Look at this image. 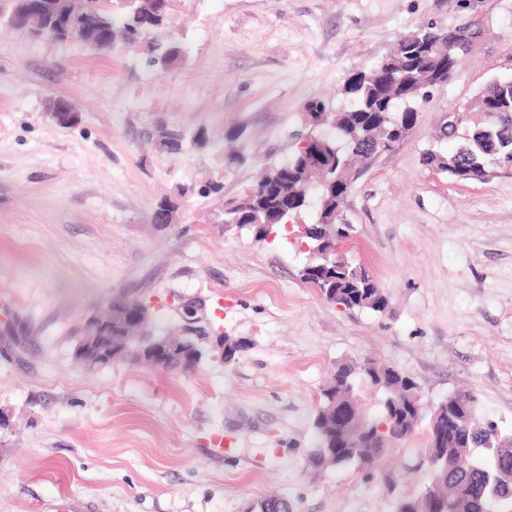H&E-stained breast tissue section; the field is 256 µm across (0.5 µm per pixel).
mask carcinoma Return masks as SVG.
Segmentation results:
<instances>
[{"label": "carcinoma", "instance_id": "obj_1", "mask_svg": "<svg viewBox=\"0 0 512 512\" xmlns=\"http://www.w3.org/2000/svg\"><path fill=\"white\" fill-rule=\"evenodd\" d=\"M103 0H75L59 4L62 14L75 25H104L112 34H121L134 46L141 35L160 29L170 9V0H150L133 9L112 0L105 9ZM28 9V0H0V19H12ZM472 25L438 29L432 24L418 25L401 36L393 50L367 73L350 76L341 93L350 100L346 108L328 111L320 100L306 106L307 117L328 131L310 132L315 144L299 148L288 160L267 166L244 194L224 202L226 226L266 224L269 229L283 223V200L293 201L290 215L302 213L316 203L317 210L309 226L316 230L306 235L313 245L303 282L317 288L325 299L347 310L383 313L389 299L362 267L350 263L336 252L326 250L349 235L350 225L337 218L343 200L341 193L353 184L352 165L373 151L388 150L399 144L400 133L413 129L418 112L413 102L427 99L429 89L440 78L441 54L448 52V39L463 36L466 44L478 38ZM148 66L156 70L178 65L183 48L176 43H150L145 47ZM455 132L441 127L436 141L459 138V145L446 152L430 149L425 162L461 179H479L490 169L512 170V78H495L481 88L463 109L452 112ZM241 131L224 132V153L228 163H242L245 155L238 146ZM207 143L206 133L189 136L176 128L163 127L156 135L161 150L178 154L185 146ZM360 378L386 393L382 409L375 418L362 413L355 416V427L336 425L334 409L356 400L353 380ZM467 409L474 418L467 423L470 436L463 441L448 440L441 448L433 446L434 434L448 422V411ZM427 422V462L431 485L414 498L400 500L398 512H491L494 503L512 512V497H494L488 489L495 485L512 486V433L501 431L479 414L475 395L450 394L431 407L422 404L416 383L397 368L387 364L349 360L336 367L331 381L322 389L314 419L318 440L309 454L316 469L365 466L375 463L389 449V434L395 429L402 438L411 437L422 422ZM250 512H291L288 499L269 496Z\"/></svg>", "mask_w": 512, "mask_h": 512}]
</instances>
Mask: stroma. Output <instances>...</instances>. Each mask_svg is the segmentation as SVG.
<instances>
[{
	"label": "stroma",
	"mask_w": 512,
	"mask_h": 512,
	"mask_svg": "<svg viewBox=\"0 0 512 512\" xmlns=\"http://www.w3.org/2000/svg\"><path fill=\"white\" fill-rule=\"evenodd\" d=\"M428 20L480 36L417 102L412 134L359 170L340 251L390 307L349 311L302 281L298 227L258 241L220 213L295 151L310 100L348 106L349 76ZM156 35L185 49L164 74L120 42L100 53L0 25V512H249L272 493L292 512H396L430 484L426 427L372 466L316 473L314 417L337 365L360 358L411 377L427 406L473 392L512 430V171L459 180L423 162L446 113L512 77V0L468 14L452 0H172ZM59 97L76 125L50 116ZM162 126L209 141L167 154ZM232 128L241 165L222 152ZM165 197L173 220L153 223ZM120 296L149 306L158 335L201 301L202 328L247 346L191 374L77 361L86 316Z\"/></svg>",
	"instance_id": "obj_1"
}]
</instances>
